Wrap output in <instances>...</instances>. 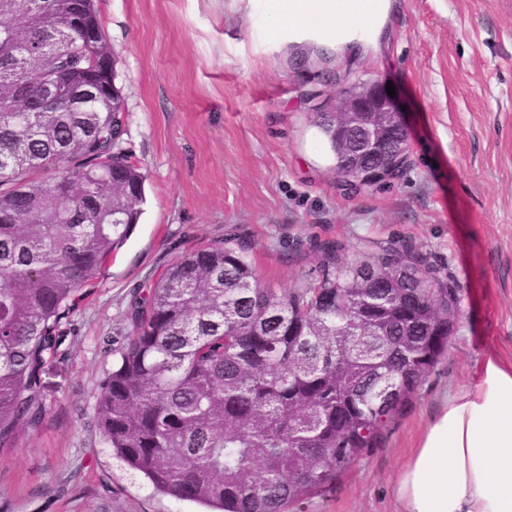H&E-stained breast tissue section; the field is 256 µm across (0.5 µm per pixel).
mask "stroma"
<instances>
[{"label": "stroma", "mask_w": 512, "mask_h": 512, "mask_svg": "<svg viewBox=\"0 0 512 512\" xmlns=\"http://www.w3.org/2000/svg\"><path fill=\"white\" fill-rule=\"evenodd\" d=\"M117 58L125 147L146 202L72 331L46 356L42 426L0 448V512H200L113 460L94 396L129 334L125 311L173 259L228 238L266 287L317 276L322 247L351 260L422 254L458 299L447 351L379 448L302 512H399L396 475L445 397L486 356L512 361V0H396L377 48L318 58L274 0H96ZM352 79L395 86L410 131L401 178L340 187L318 115Z\"/></svg>", "instance_id": "stroma-1"}]
</instances>
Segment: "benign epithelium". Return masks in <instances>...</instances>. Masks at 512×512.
<instances>
[{
  "label": "benign epithelium",
  "instance_id": "1",
  "mask_svg": "<svg viewBox=\"0 0 512 512\" xmlns=\"http://www.w3.org/2000/svg\"><path fill=\"white\" fill-rule=\"evenodd\" d=\"M68 90L91 98L100 94V85L93 79L70 83ZM340 128L346 130L351 139L347 146L355 156L353 178H340L338 183L347 189L377 182H391L398 178L409 164L410 140H405L391 150L386 134L392 129L408 131L404 113L396 98L378 81L358 82L348 87L334 106Z\"/></svg>",
  "mask_w": 512,
  "mask_h": 512
}]
</instances>
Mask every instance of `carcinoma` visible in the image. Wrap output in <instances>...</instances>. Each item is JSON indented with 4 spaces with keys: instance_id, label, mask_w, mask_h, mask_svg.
<instances>
[{
    "instance_id": "obj_1",
    "label": "carcinoma",
    "mask_w": 512,
    "mask_h": 512,
    "mask_svg": "<svg viewBox=\"0 0 512 512\" xmlns=\"http://www.w3.org/2000/svg\"><path fill=\"white\" fill-rule=\"evenodd\" d=\"M74 3L112 54L95 0H0L1 448L42 424L45 356L146 202L119 92L43 105L45 84L96 66ZM457 319L455 294L410 249L349 263L325 247L315 282L276 292L246 246L220 239L130 302L96 425L157 491L212 512H298L378 446Z\"/></svg>"
}]
</instances>
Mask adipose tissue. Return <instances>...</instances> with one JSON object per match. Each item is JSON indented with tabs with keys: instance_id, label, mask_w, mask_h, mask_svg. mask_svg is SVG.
Returning a JSON list of instances; mask_svg holds the SVG:
<instances>
[{
	"instance_id": "adipose-tissue-1",
	"label": "adipose tissue",
	"mask_w": 512,
	"mask_h": 512,
	"mask_svg": "<svg viewBox=\"0 0 512 512\" xmlns=\"http://www.w3.org/2000/svg\"><path fill=\"white\" fill-rule=\"evenodd\" d=\"M394 0H283L290 28L318 32V49L376 41ZM400 512H512V365L488 356L475 383L448 397L403 465Z\"/></svg>"
}]
</instances>
